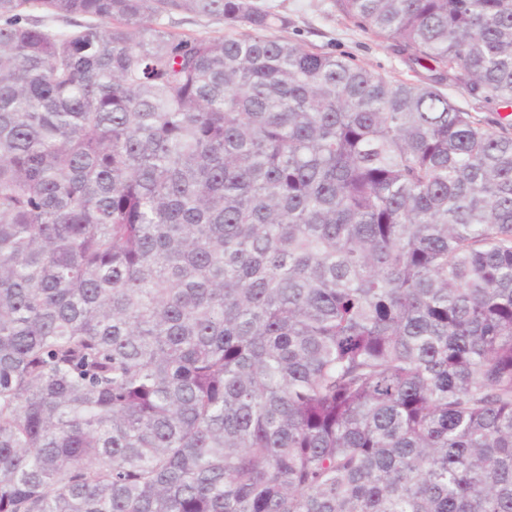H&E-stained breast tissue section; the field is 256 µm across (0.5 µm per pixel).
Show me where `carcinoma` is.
Wrapping results in <instances>:
<instances>
[{
	"mask_svg": "<svg viewBox=\"0 0 512 512\" xmlns=\"http://www.w3.org/2000/svg\"><path fill=\"white\" fill-rule=\"evenodd\" d=\"M336 7L0 0V512H512V0ZM263 7L288 16V28L272 34L323 52L347 53L368 69L393 79L408 73L404 60L387 43L347 24L334 0H258ZM171 31L181 35L224 36V24L212 20L199 19L192 15H175L161 20ZM447 93L455 103L465 111L472 112L482 117L486 121L492 122L501 120L505 115L511 114L509 119L512 122V108L498 109V112L491 106H482L477 100L455 88L445 87Z\"/></svg>",
	"mask_w": 512,
	"mask_h": 512,
	"instance_id": "carcinoma-1",
	"label": "carcinoma"
}]
</instances>
